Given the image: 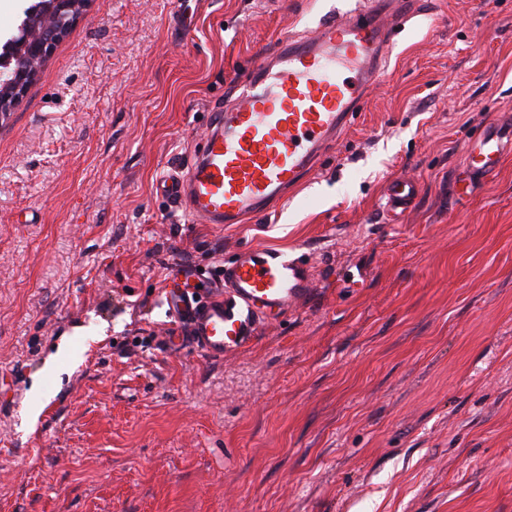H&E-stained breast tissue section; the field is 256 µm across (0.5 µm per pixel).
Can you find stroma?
<instances>
[{
  "label": "stroma",
  "instance_id": "obj_1",
  "mask_svg": "<svg viewBox=\"0 0 512 512\" xmlns=\"http://www.w3.org/2000/svg\"><path fill=\"white\" fill-rule=\"evenodd\" d=\"M355 0H89L0 120V512H512V0H429L355 123L244 224L170 208L206 114ZM407 175L413 209L382 194ZM303 255L312 295L210 361L168 262ZM488 132L476 145L469 146L467 155L471 173L480 181L487 180L497 170L502 156L512 151V122L493 118ZM419 193V185L415 180L398 177L386 188L383 194L384 209L396 221L409 212Z\"/></svg>",
  "mask_w": 512,
  "mask_h": 512
}]
</instances>
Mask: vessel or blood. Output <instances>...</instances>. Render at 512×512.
Listing matches in <instances>:
<instances>
[{
    "label": "vessel or blood",
    "instance_id": "b4317fda",
    "mask_svg": "<svg viewBox=\"0 0 512 512\" xmlns=\"http://www.w3.org/2000/svg\"><path fill=\"white\" fill-rule=\"evenodd\" d=\"M424 0H360L329 13L299 38L285 37L265 64L243 75L233 103L209 112L207 133L188 165L161 183L170 205L203 224H243L284 204L317 160L355 121L393 38ZM471 146L468 166L479 180L512 151V122L492 119ZM419 193L399 177L386 188L387 214L401 218ZM307 262L258 247L239 249L219 279L171 260L165 301L173 320L166 342L210 360L245 347L260 326L302 307L311 294Z\"/></svg>",
    "mask_w": 512,
    "mask_h": 512
}]
</instances>
